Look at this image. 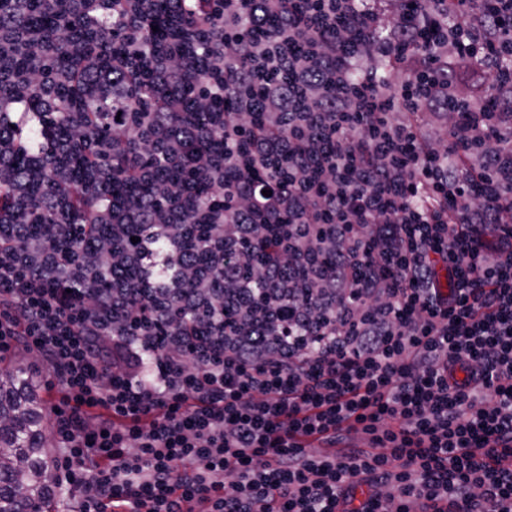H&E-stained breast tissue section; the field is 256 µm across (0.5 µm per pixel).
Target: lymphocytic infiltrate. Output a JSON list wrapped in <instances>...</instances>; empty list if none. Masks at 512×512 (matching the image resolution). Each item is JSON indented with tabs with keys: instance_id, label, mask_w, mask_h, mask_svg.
<instances>
[{
	"instance_id": "lymphocytic-infiltrate-1",
	"label": "lymphocytic infiltrate",
	"mask_w": 512,
	"mask_h": 512,
	"mask_svg": "<svg viewBox=\"0 0 512 512\" xmlns=\"http://www.w3.org/2000/svg\"><path fill=\"white\" fill-rule=\"evenodd\" d=\"M149 2L78 48L94 80L75 92L124 99L112 136L77 112L73 141L0 140V352L61 390L50 445L75 512H512V0H170L208 32L190 49L150 39ZM49 49L0 25V111L35 93L53 112L54 74L14 67ZM143 69L168 90L144 105ZM77 147L87 180L56 166L51 203L119 175L152 190L97 211L96 256L94 226L30 238L14 166ZM156 153L191 170L196 211ZM132 224L181 278L92 292L143 264Z\"/></svg>"
}]
</instances>
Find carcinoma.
Instances as JSON below:
<instances>
[{"label":"carcinoma","instance_id":"cac0c4a2","mask_svg":"<svg viewBox=\"0 0 512 512\" xmlns=\"http://www.w3.org/2000/svg\"><path fill=\"white\" fill-rule=\"evenodd\" d=\"M169 0H153L147 14L150 26L158 27L156 34H169L167 17ZM25 15L32 28L47 35L54 43V50L46 61L21 60L27 70H51L58 77V106L56 114L45 116L39 96L32 95L19 107L18 113L0 112V137L32 132L31 146L53 138L70 136L67 114L78 111L82 103L70 87L68 75L79 66V58L72 55L70 45L90 39L96 28L112 24V17L85 20L68 14L62 0H0V18ZM68 32L62 40L60 29ZM95 128L107 129L112 124V99L101 100L92 114ZM16 165L28 181L31 212L30 234L43 235L55 223L54 208L44 203L43 187L51 179L52 169L36 171L25 168L21 160ZM146 189L122 177H116L110 190L101 194L92 189L81 196L69 211L70 224H87L97 210L105 205L122 206L132 195H141ZM131 232L140 238L146 259V273L151 275L149 287L165 288L175 276L165 259L163 242L155 235L145 233L140 224L131 225ZM134 274L131 269L107 270L93 284V290L102 293L109 289L112 279ZM48 424L45 421V404L40 395L36 373L23 365L6 372L0 371V512H22L25 505L37 512H56L66 495L60 487L52 448L47 445Z\"/></svg>","mask_w":512,"mask_h":512}]
</instances>
